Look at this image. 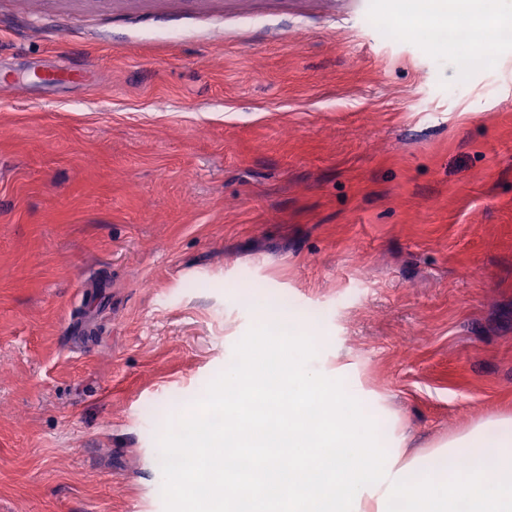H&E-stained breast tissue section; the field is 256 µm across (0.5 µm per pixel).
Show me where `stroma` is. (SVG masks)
<instances>
[{"mask_svg": "<svg viewBox=\"0 0 512 512\" xmlns=\"http://www.w3.org/2000/svg\"><path fill=\"white\" fill-rule=\"evenodd\" d=\"M401 3L0 0V512H184L258 297L411 451L512 415V39Z\"/></svg>", "mask_w": 512, "mask_h": 512, "instance_id": "stroma-1", "label": "stroma"}]
</instances>
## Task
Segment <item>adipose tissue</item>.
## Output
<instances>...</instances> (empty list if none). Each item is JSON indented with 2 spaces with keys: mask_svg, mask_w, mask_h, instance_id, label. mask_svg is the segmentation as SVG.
I'll return each mask as SVG.
<instances>
[{
  "mask_svg": "<svg viewBox=\"0 0 512 512\" xmlns=\"http://www.w3.org/2000/svg\"><path fill=\"white\" fill-rule=\"evenodd\" d=\"M413 16L455 21L461 45L478 30L489 45L512 36L501 0H417ZM302 321L292 313L264 323L212 397L218 419L182 429L174 493L193 500L206 473L224 512H512L511 416L407 454L399 428L382 432L360 420L348 389L314 367L298 340ZM463 452L470 468L448 474L449 458Z\"/></svg>",
  "mask_w": 512,
  "mask_h": 512,
  "instance_id": "1",
  "label": "adipose tissue"
}]
</instances>
